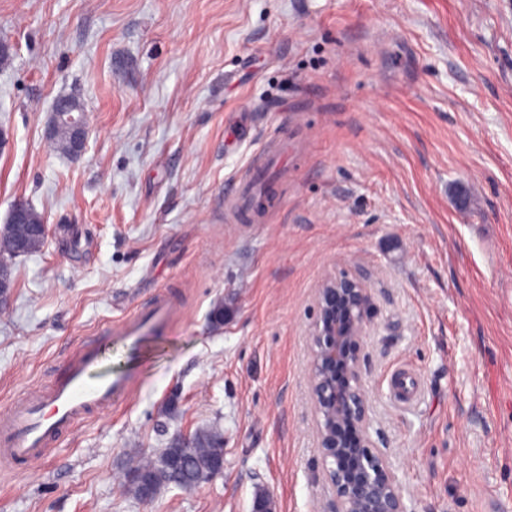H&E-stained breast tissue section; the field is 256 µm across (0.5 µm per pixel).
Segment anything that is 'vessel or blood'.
Wrapping results in <instances>:
<instances>
[{
    "mask_svg": "<svg viewBox=\"0 0 512 512\" xmlns=\"http://www.w3.org/2000/svg\"><path fill=\"white\" fill-rule=\"evenodd\" d=\"M287 141L265 146L249 178L238 181L232 196L249 217L270 204L288 177ZM176 301L164 291L129 318L113 321L110 336L136 347L160 326L174 320ZM130 392L128 378L102 372L94 342L76 348L47 387L0 412V463L21 469L48 454L90 410L104 411Z\"/></svg>",
    "mask_w": 512,
    "mask_h": 512,
    "instance_id": "b4317fda",
    "label": "vessel or blood"
}]
</instances>
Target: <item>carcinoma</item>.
<instances>
[{"mask_svg": "<svg viewBox=\"0 0 512 512\" xmlns=\"http://www.w3.org/2000/svg\"><path fill=\"white\" fill-rule=\"evenodd\" d=\"M44 241L28 235L26 228L13 224L0 227V263L13 273V260L40 251ZM223 442L216 428L202 429L193 436L190 445L180 447L172 440L157 455H140L127 467L125 490L134 500H140L144 490L152 497L171 485L196 488L218 475L215 460Z\"/></svg>", "mask_w": 512, "mask_h": 512, "instance_id": "cac0c4a2", "label": "carcinoma"}]
</instances>
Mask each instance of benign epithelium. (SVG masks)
<instances>
[{
    "label": "benign epithelium",
    "instance_id": "1",
    "mask_svg": "<svg viewBox=\"0 0 512 512\" xmlns=\"http://www.w3.org/2000/svg\"><path fill=\"white\" fill-rule=\"evenodd\" d=\"M68 126L74 156L85 149L88 128L67 98L53 106L49 135ZM6 223L24 224L36 236L48 234L25 201H15ZM310 334L309 399L316 416V445L323 479L332 498L327 512H407L389 457L372 438L371 406L364 387L365 341L375 304L368 281L355 271L328 276L315 294Z\"/></svg>",
    "mask_w": 512,
    "mask_h": 512
}]
</instances>
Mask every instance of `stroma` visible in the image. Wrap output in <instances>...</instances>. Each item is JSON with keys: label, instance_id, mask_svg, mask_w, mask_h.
<instances>
[{"label": "stroma", "instance_id": "obj_1", "mask_svg": "<svg viewBox=\"0 0 512 512\" xmlns=\"http://www.w3.org/2000/svg\"><path fill=\"white\" fill-rule=\"evenodd\" d=\"M0 40V225L19 198L48 225L0 307V411L89 336L133 377L0 467V512H250L259 491L324 512L309 334L344 269L370 277L372 435L410 512H512V0H0ZM61 96L86 113L77 159L46 137ZM282 125L280 201L236 223L230 191ZM163 289L180 314L138 352L105 336ZM209 427L221 475L125 493L130 457Z\"/></svg>", "mask_w": 512, "mask_h": 512}]
</instances>
